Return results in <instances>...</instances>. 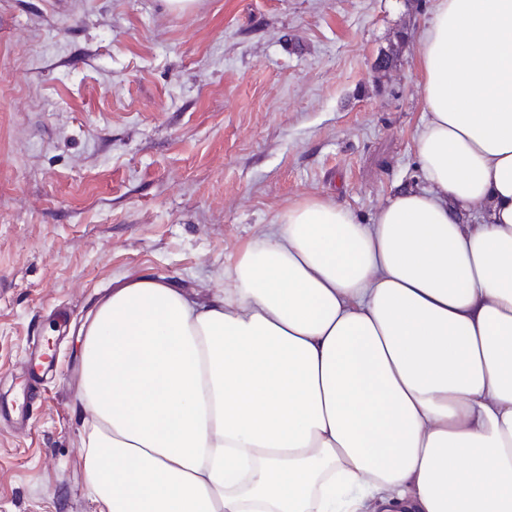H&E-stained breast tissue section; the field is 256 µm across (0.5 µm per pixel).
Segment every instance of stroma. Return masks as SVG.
<instances>
[{
    "mask_svg": "<svg viewBox=\"0 0 512 512\" xmlns=\"http://www.w3.org/2000/svg\"><path fill=\"white\" fill-rule=\"evenodd\" d=\"M432 0H0V512H100L80 465L79 332L126 277L206 299L308 195L367 222L421 184ZM392 64L378 69L384 54Z\"/></svg>",
    "mask_w": 512,
    "mask_h": 512,
    "instance_id": "obj_1",
    "label": "stroma"
}]
</instances>
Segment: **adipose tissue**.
I'll use <instances>...</instances> for the list:
<instances>
[{"label": "adipose tissue", "mask_w": 512, "mask_h": 512, "mask_svg": "<svg viewBox=\"0 0 512 512\" xmlns=\"http://www.w3.org/2000/svg\"><path fill=\"white\" fill-rule=\"evenodd\" d=\"M423 184L277 214L209 302L140 275L82 342L101 512H512V0H434Z\"/></svg>", "instance_id": "ef3b65f1"}]
</instances>
